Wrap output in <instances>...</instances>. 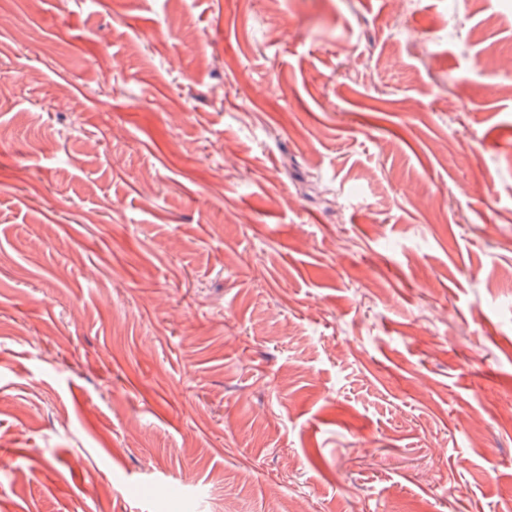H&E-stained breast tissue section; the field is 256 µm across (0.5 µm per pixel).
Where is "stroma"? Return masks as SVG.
<instances>
[{
  "label": "stroma",
  "instance_id": "1",
  "mask_svg": "<svg viewBox=\"0 0 512 512\" xmlns=\"http://www.w3.org/2000/svg\"><path fill=\"white\" fill-rule=\"evenodd\" d=\"M512 0H0V512H512Z\"/></svg>",
  "mask_w": 512,
  "mask_h": 512
}]
</instances>
